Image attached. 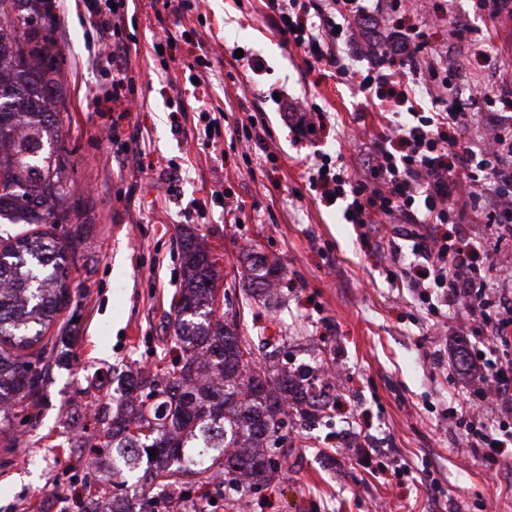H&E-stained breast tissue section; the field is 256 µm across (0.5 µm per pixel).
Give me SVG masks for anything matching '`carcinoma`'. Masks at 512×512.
I'll return each mask as SVG.
<instances>
[{"label":"carcinoma","mask_w":512,"mask_h":512,"mask_svg":"<svg viewBox=\"0 0 512 512\" xmlns=\"http://www.w3.org/2000/svg\"><path fill=\"white\" fill-rule=\"evenodd\" d=\"M50 0H0V224H46L48 230L0 231V419L8 403L39 388L26 354L69 302L66 280L74 249L53 229L71 223L73 183L62 144L67 111ZM183 292L176 309L175 373L139 376V394L114 410H95L112 433L96 459L112 457V472L156 464L161 491L193 477L198 489L221 476L257 487L277 473L267 449L282 440L280 415L302 406L303 419L321 411L302 372L260 364L247 342L212 309L216 262L196 237L183 238ZM156 450V457L149 451Z\"/></svg>","instance_id":"cac0c4a2"}]
</instances>
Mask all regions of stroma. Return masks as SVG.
<instances>
[{
	"label": "stroma",
	"mask_w": 512,
	"mask_h": 512,
	"mask_svg": "<svg viewBox=\"0 0 512 512\" xmlns=\"http://www.w3.org/2000/svg\"><path fill=\"white\" fill-rule=\"evenodd\" d=\"M266 0H197L181 16L155 14L151 0H128L124 38L136 109L104 99L110 74L88 45L83 0H56L54 39L63 92L64 142L80 205L59 225L76 243L71 301L47 329L69 339L66 366L39 360L40 393L0 423V512H79L86 490L112 496L105 469L92 464L85 437L102 442L93 410L117 394L116 378L155 370L171 346L183 288L180 227H189L217 262L218 312L237 319L247 341L269 339L279 368L316 372L340 366L334 406L313 421L295 408L283 416L278 476L246 492L223 485L217 497L127 483L122 495L154 512H512V460L490 476L481 457L460 451L441 414L452 390L434 368L444 348L431 317L407 284H392L383 239L390 224H348L342 203L310 191L307 164L343 156L363 175L371 145L387 130L357 86L325 76L284 44ZM479 0H409L404 21L423 27L430 49L446 51L451 21L465 43L486 54L468 77L496 80L512 71V51L496 42V23ZM174 41L156 50L164 32ZM263 59L253 75L234 49ZM207 55L212 72L192 90L187 66ZM284 93L274 102L271 92ZM224 119L209 141L205 111ZM324 111L318 139L298 138L289 109ZM254 119L267 150L236 133ZM224 193L212 199V191ZM232 207L236 223L224 221ZM279 258L278 305L264 308L236 287L244 253ZM430 470L436 490L421 484Z\"/></svg>",
	"instance_id": "1"
}]
</instances>
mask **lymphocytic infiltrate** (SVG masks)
Listing matches in <instances>:
<instances>
[{
	"label": "lymphocytic infiltrate",
	"instance_id": "1",
	"mask_svg": "<svg viewBox=\"0 0 512 512\" xmlns=\"http://www.w3.org/2000/svg\"><path fill=\"white\" fill-rule=\"evenodd\" d=\"M125 2L114 0L106 13L94 2L88 7L97 36L112 41L116 92L132 83L127 68L119 64ZM267 6L282 40L326 64L333 76L357 80L360 91L396 107L420 94L431 104L430 114L390 129L369 156L364 177H353L346 165L325 157L309 166L310 187L321 197L345 201L344 216L352 224H374L382 216L399 217L412 226L457 224L468 210L482 218L490 238L512 239V123L496 124L480 144L444 134L471 122L466 102L494 107L500 96L496 85L462 91L445 58L428 51L424 32L398 26L403 0H387L383 10L374 0H313L300 14L292 13L290 0H268ZM356 24L386 32L381 64L360 75L349 64L358 49L352 31ZM465 183L474 185L475 192L463 200L459 194ZM407 238L423 262L400 267V278L424 300L431 289H439L449 312L462 308L474 319L473 325L455 328L454 343L464 348L466 373L479 386L451 395L448 421L488 469H497L512 451L507 446L512 439V354L498 350L512 339V287L482 275L466 233H455L449 245L436 238L418 241L413 230ZM471 334L492 335L495 343L484 350L470 347Z\"/></svg>",
	"mask_w": 512,
	"mask_h": 512
}]
</instances>
